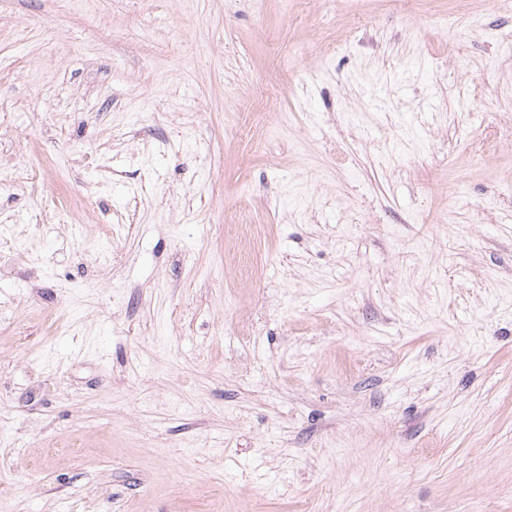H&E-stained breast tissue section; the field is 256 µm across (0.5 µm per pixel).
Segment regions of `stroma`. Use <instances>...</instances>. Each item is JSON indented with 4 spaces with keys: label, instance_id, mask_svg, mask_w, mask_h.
Here are the masks:
<instances>
[{
    "label": "stroma",
    "instance_id": "35a3bbf8",
    "mask_svg": "<svg viewBox=\"0 0 512 512\" xmlns=\"http://www.w3.org/2000/svg\"><path fill=\"white\" fill-rule=\"evenodd\" d=\"M1 501L512 512V0H0Z\"/></svg>",
    "mask_w": 512,
    "mask_h": 512
}]
</instances>
